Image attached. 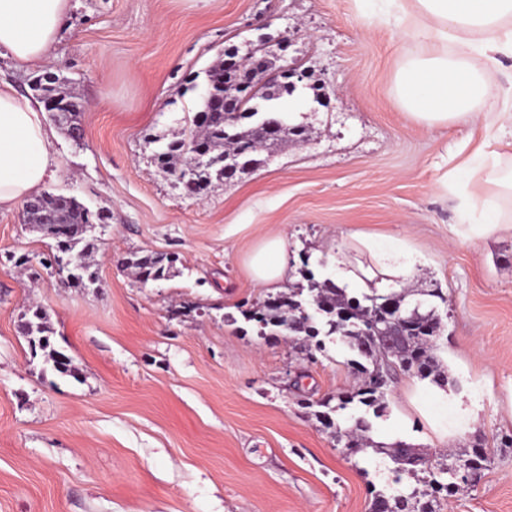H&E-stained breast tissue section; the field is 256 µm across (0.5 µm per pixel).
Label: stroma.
Wrapping results in <instances>:
<instances>
[{"label": "stroma", "mask_w": 512, "mask_h": 512, "mask_svg": "<svg viewBox=\"0 0 512 512\" xmlns=\"http://www.w3.org/2000/svg\"><path fill=\"white\" fill-rule=\"evenodd\" d=\"M262 38L292 39L288 57L305 63L277 105L309 137L188 197L151 140L181 133L225 49ZM406 54L354 0H70L39 70L0 59L20 93L55 74L84 105V138L57 131L44 189L107 217L97 287L71 288L44 266L52 241L22 206L0 209V512H370L394 467L375 446L397 441L428 457L484 444L481 480L438 512H512V232L450 241L470 218L437 165L468 130L405 114L394 83ZM355 229L422 252L411 287L444 297L448 381L400 374L370 419L374 447L348 454L313 408L360 384L345 338L310 357L303 337H259L245 314L272 291L247 267L264 236L288 238L285 292L306 269L334 277ZM133 252L178 255L180 273L142 282L123 265ZM33 304L74 375L32 356L21 324ZM442 389L456 404L439 403ZM460 418L470 430L442 433Z\"/></svg>", "instance_id": "35a3bbf8"}]
</instances>
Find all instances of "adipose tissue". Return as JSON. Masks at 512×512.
Returning a JSON list of instances; mask_svg holds the SVG:
<instances>
[{
    "mask_svg": "<svg viewBox=\"0 0 512 512\" xmlns=\"http://www.w3.org/2000/svg\"><path fill=\"white\" fill-rule=\"evenodd\" d=\"M372 4V15L395 28L411 52L396 73V94L414 120L427 125L482 126L477 149L479 171L456 169L451 190L478 212L472 224H454V239L482 238L512 228L511 156L500 129L512 126V106L497 122L484 121L480 105L487 94L499 55H512V0H357ZM70 0H0V55L28 69L49 59ZM55 133L41 107L0 84V209L37 195L58 170L52 149ZM366 259H336V283L389 294L406 286L420 252L384 243L381 237L351 232ZM288 240L263 237L248 258L253 280L262 286L281 281L287 271Z\"/></svg>",
    "mask_w": 512,
    "mask_h": 512,
    "instance_id": "adipose-tissue-1",
    "label": "adipose tissue"
}]
</instances>
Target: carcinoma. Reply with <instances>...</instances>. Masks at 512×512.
Returning a JSON list of instances; mask_svg holds the SVG:
<instances>
[{
  "label": "carcinoma",
  "mask_w": 512,
  "mask_h": 512,
  "mask_svg": "<svg viewBox=\"0 0 512 512\" xmlns=\"http://www.w3.org/2000/svg\"><path fill=\"white\" fill-rule=\"evenodd\" d=\"M277 58L264 52L255 58L251 66H244L231 73L226 72L222 61H217L208 71V81L218 92L231 93L238 86L248 88L259 87L261 74L276 66ZM36 90L45 97L72 102V110L67 115L54 116V122L66 133L80 125V114L83 105L75 101L74 96L57 84V79L50 74L39 77L35 81ZM253 115L246 112L237 113L236 120H224V113L212 111L209 100L201 99L199 109L189 119V127L181 136L160 143L154 153L155 159L166 167L184 165L192 158L194 147L201 144L208 152L209 164L201 171L206 186L224 181V157L235 159L238 169L242 171L258 168L263 161L261 154L277 146L286 145L292 140L287 132L281 136L265 129L263 121L251 122ZM33 204L24 212V221L33 231L54 241V252L65 251L70 254L77 268L75 276L78 286L94 285L98 281L97 272L93 269L91 257L99 250L98 238L90 230V226L105 222V216L92 213L77 198L51 193H42L32 198ZM125 266L134 270L137 277L144 281L167 280L176 274L175 261L167 256L146 254L133 255L126 259ZM308 288L317 297L323 313L321 322L328 327L327 335L340 334L348 339L349 347L356 351L363 361H354L362 376L360 387L353 393L337 399L335 406L330 402H322V406L330 411L344 410L356 402L374 412H382L385 403L382 395L374 391L367 378L374 372H381L388 379H394L397 371L408 372L416 369V374L423 379L429 378L436 384L444 382V371L436 360L430 341L440 331V321L435 310L421 313L415 321L414 333L410 337L409 347L405 350L402 361L384 352L381 343L373 336L364 334L368 318L381 305L390 303L398 305L406 300L407 294L364 296L363 300L348 296L346 289L335 282L315 278L307 273ZM29 318L22 324V334L39 342L38 349L44 352L45 362L50 369L61 375H74L71 360L62 351L56 349L50 340L53 329L46 310L40 305H32L28 309ZM247 318L255 320L261 329L268 327L282 328L296 335L304 333L308 336L319 334L315 327L307 323V318L299 313L288 317L280 306L268 304L262 312L247 314ZM371 424L366 417H359V423L350 429L345 445L349 449L376 447L369 436ZM380 450L396 465L398 477L395 483H400L399 474L408 471L413 474L423 473L419 482L424 489L408 498L401 494L388 496L383 492L374 495V512H409L411 501L424 504L422 512H435L433 503L436 495L445 494L450 498L455 496V487L444 483L437 477L438 461L421 456L416 448L404 441H397L390 446H382Z\"/></svg>",
  "instance_id": "carcinoma-1"
}]
</instances>
